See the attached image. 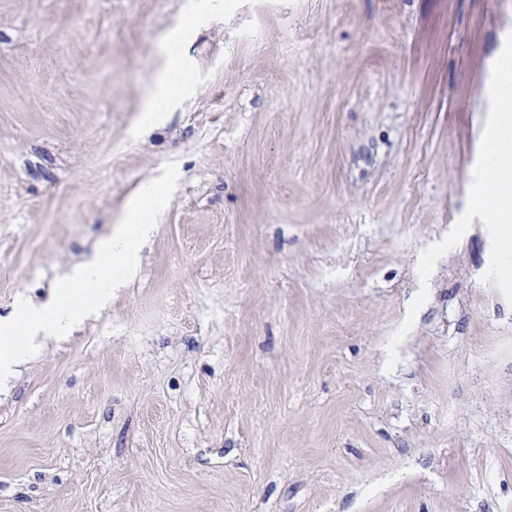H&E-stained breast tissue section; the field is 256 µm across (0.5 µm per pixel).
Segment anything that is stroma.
<instances>
[{
	"mask_svg": "<svg viewBox=\"0 0 512 512\" xmlns=\"http://www.w3.org/2000/svg\"><path fill=\"white\" fill-rule=\"evenodd\" d=\"M0 0V316L178 183L0 389V512H512V276L471 208L512 0ZM180 38L170 33L162 40V50L166 56V65L154 83L148 89L146 105L142 112L151 116L149 124L161 119L162 107L188 86L191 67L179 50Z\"/></svg>",
	"mask_w": 512,
	"mask_h": 512,
	"instance_id": "35a3bbf8",
	"label": "stroma"
}]
</instances>
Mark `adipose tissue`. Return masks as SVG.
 I'll return each instance as SVG.
<instances>
[{
  "instance_id": "adipose-tissue-1",
  "label": "adipose tissue",
  "mask_w": 512,
  "mask_h": 512,
  "mask_svg": "<svg viewBox=\"0 0 512 512\" xmlns=\"http://www.w3.org/2000/svg\"><path fill=\"white\" fill-rule=\"evenodd\" d=\"M180 38L162 41L166 65L147 92L145 112L159 121L162 107L188 86L191 67L179 50ZM488 153L471 176V202L495 224L503 254H512V65L503 66L502 99L495 128L488 133Z\"/></svg>"
}]
</instances>
